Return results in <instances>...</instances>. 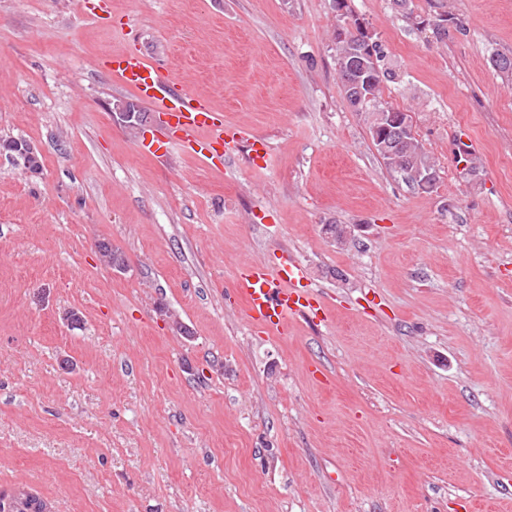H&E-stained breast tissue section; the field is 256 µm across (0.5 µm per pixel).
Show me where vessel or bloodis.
<instances>
[{
    "instance_id": "obj_1",
    "label": "vessel or blood",
    "mask_w": 512,
    "mask_h": 512,
    "mask_svg": "<svg viewBox=\"0 0 512 512\" xmlns=\"http://www.w3.org/2000/svg\"><path fill=\"white\" fill-rule=\"evenodd\" d=\"M113 77L143 102L162 112L173 127L176 141H151L143 144L147 154L169 152L173 146L196 148L200 132H208L211 143L224 149L225 158H232L240 141H247L252 160H267L266 143L254 136L224 125L222 115L203 99L178 91L143 55L127 53L115 55L104 63ZM308 280L305 266L289 261L270 269L261 264L243 267L237 278L239 293L243 296L248 317L267 327L282 330L290 319L304 317L319 319L322 307L304 291Z\"/></svg>"
}]
</instances>
